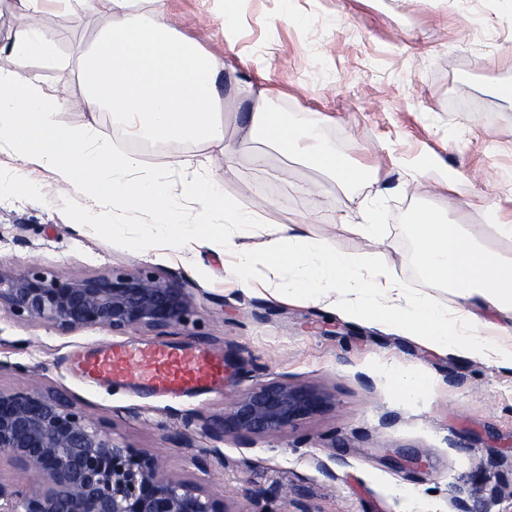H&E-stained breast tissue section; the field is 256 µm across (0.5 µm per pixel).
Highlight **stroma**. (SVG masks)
I'll return each mask as SVG.
<instances>
[{"mask_svg":"<svg viewBox=\"0 0 512 512\" xmlns=\"http://www.w3.org/2000/svg\"><path fill=\"white\" fill-rule=\"evenodd\" d=\"M240 36L224 41L221 0H171L170 27L235 67L239 88L271 92L269 108L319 120L318 135L358 166H381L392 187L374 200L371 178L346 186L327 180L295 153L260 137H244L249 103L222 93L219 117L233 144L229 155L204 144L162 147L129 137L111 113L94 126L99 145L136 154L164 170L179 192V161L206 162L223 189L266 222L285 224L297 214L312 236L337 249L382 258L379 284L398 280L414 296L457 306L447 288L423 284L411 236L414 214L428 208L426 178L400 186L403 168L422 156L454 171L464 186L442 215L465 225L501 256L512 242L495 240L484 222L487 207L512 217L499 191L512 173V105L496 96L512 84V0H240ZM110 23L106 0L95 10L68 13L49 7L44 28L65 31L56 64L24 62L3 52L0 69L25 70L58 97L53 119L86 122L77 60ZM21 162L0 151V268L33 269L73 277L142 271L183 285L195 313L165 332L115 334L101 328L64 332L0 312V387L36 384L89 413L109 436L146 453L165 451L170 469L224 501L227 512H512V369L492 361L441 354L415 339L367 322L353 323L304 298L283 303L263 296L289 278L263 259L253 264L256 294H244L230 270L234 256L204 248L171 250L142 242L145 211H121L63 192L48 171L35 169V195L11 186ZM373 206L385 234L360 240L341 224L357 222ZM95 221L79 223L81 211ZM108 224L124 225L109 234ZM110 345L202 348L225 362L220 391L166 396L109 379H89L74 356ZM424 380L421 393L401 396L395 371ZM286 378L330 393L335 403L273 438L201 432L216 424L248 387ZM197 418L185 426L184 414ZM422 458L416 466L414 458ZM489 487L472 494L469 476L489 459Z\"/></svg>","mask_w":512,"mask_h":512,"instance_id":"stroma-1","label":"stroma"}]
</instances>
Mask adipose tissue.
I'll list each match as a JSON object with an SVG mask.
<instances>
[{
  "mask_svg": "<svg viewBox=\"0 0 512 512\" xmlns=\"http://www.w3.org/2000/svg\"><path fill=\"white\" fill-rule=\"evenodd\" d=\"M106 1L119 21L78 59L89 122L54 121L56 96L43 91L28 72L0 70V146L51 172L63 189L93 201L107 199L119 210L148 211L153 221L144 227L145 238L164 237L175 248L193 240L216 253L238 249L235 274L242 288L250 286L251 253L239 249L238 241L260 234L268 266L295 273L283 285L285 294L303 293L326 306H341L352 319L387 326L437 351L512 368V347L498 346L479 331L485 314L492 313L497 317L494 335H512V259L485 247L461 225L436 220L446 199L458 193L459 181L440 174L435 160H427L418 172L439 173L440 189L431 197V210L418 213L411 229L422 280L428 286H448L459 303L452 313L431 298L408 296L396 282L383 300H376L363 271L381 268L379 258L347 254L328 239L311 236L303 217L273 227L261 224L252 209L225 193L203 168L184 167L180 192L174 195L163 174L146 168L136 155L103 153L93 140L91 119L104 110L134 138L200 142L224 155L233 149L224 140L223 126L213 120L224 84L223 61L171 35L169 0H149L146 15L135 10V0ZM59 41L56 32L28 25L13 33L7 49L16 58L50 64ZM246 130L281 151L303 135L299 119L270 112L262 92L247 114ZM303 158L336 180L354 182L365 176L348 158L316 141ZM187 201L198 205L201 222L184 223Z\"/></svg>",
  "mask_w": 512,
  "mask_h": 512,
  "instance_id": "ef3b65f1",
  "label": "adipose tissue"
}]
</instances>
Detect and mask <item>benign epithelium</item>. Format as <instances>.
Wrapping results in <instances>:
<instances>
[{
	"instance_id": "1",
	"label": "benign epithelium",
	"mask_w": 512,
	"mask_h": 512,
	"mask_svg": "<svg viewBox=\"0 0 512 512\" xmlns=\"http://www.w3.org/2000/svg\"><path fill=\"white\" fill-rule=\"evenodd\" d=\"M65 332L88 327L124 334L185 325L192 297L141 272L75 278L0 269V310ZM332 397L287 379L253 385L203 430L271 438L326 411ZM0 512H227L165 456L110 438L82 410L37 385L0 388Z\"/></svg>"
}]
</instances>
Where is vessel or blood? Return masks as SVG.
<instances>
[{"label": "vessel or blood", "mask_w": 512, "mask_h": 512, "mask_svg": "<svg viewBox=\"0 0 512 512\" xmlns=\"http://www.w3.org/2000/svg\"><path fill=\"white\" fill-rule=\"evenodd\" d=\"M81 371L90 377L124 381L129 373L153 389L170 395L224 383L222 362L208 352L179 347H108L98 355L80 360Z\"/></svg>", "instance_id": "vessel-or-blood-1"}]
</instances>
